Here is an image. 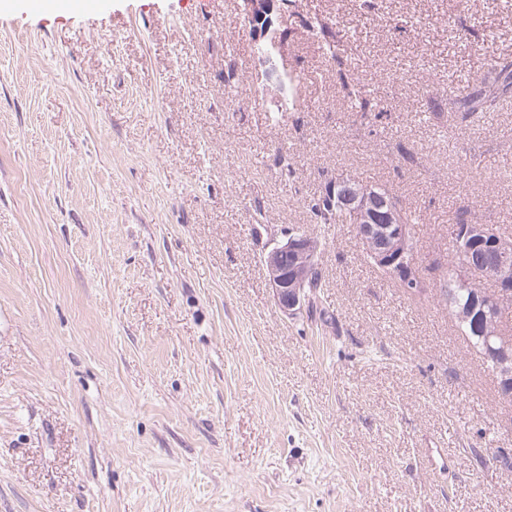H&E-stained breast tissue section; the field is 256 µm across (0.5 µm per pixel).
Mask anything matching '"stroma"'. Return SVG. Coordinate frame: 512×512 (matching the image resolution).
<instances>
[{
  "label": "stroma",
  "instance_id": "35a3bbf8",
  "mask_svg": "<svg viewBox=\"0 0 512 512\" xmlns=\"http://www.w3.org/2000/svg\"><path fill=\"white\" fill-rule=\"evenodd\" d=\"M13 3L0 512H512V402L439 296L450 224L512 231V92L473 122L426 107L512 63V0H297L277 123L236 0ZM316 16L379 120L351 111L300 25ZM339 173L418 217L424 291L311 223ZM258 224L319 237L335 323L278 310Z\"/></svg>",
  "mask_w": 512,
  "mask_h": 512
}]
</instances>
